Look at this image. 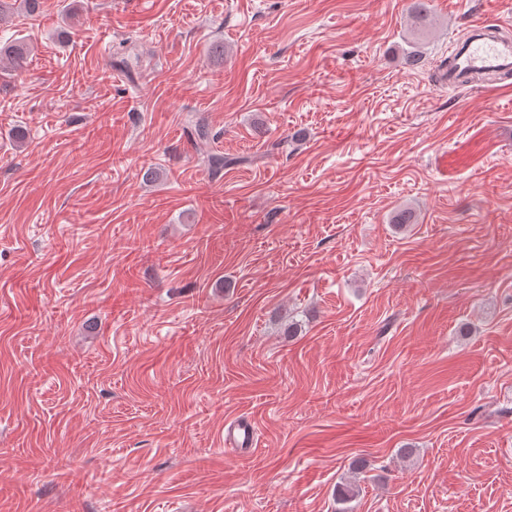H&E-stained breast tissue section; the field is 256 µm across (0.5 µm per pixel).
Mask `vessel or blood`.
<instances>
[{"instance_id": "vessel-or-blood-1", "label": "vessel or blood", "mask_w": 512, "mask_h": 512, "mask_svg": "<svg viewBox=\"0 0 512 512\" xmlns=\"http://www.w3.org/2000/svg\"><path fill=\"white\" fill-rule=\"evenodd\" d=\"M512 74V41L500 38L490 25L475 24L467 39L452 55V63L443 68L439 77L442 86L461 89L474 80H494ZM224 444L238 451L255 445L254 428L250 421L231 423L224 433Z\"/></svg>"}]
</instances>
